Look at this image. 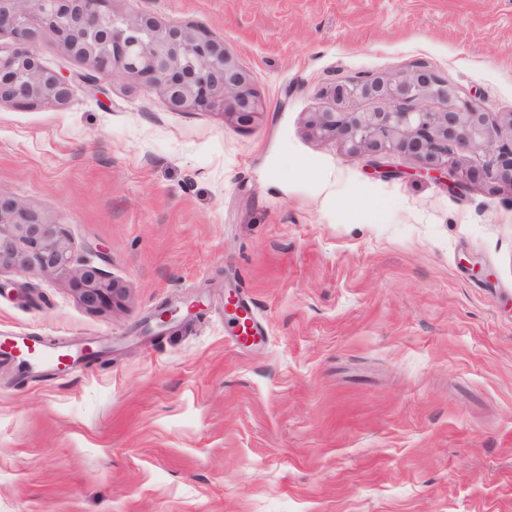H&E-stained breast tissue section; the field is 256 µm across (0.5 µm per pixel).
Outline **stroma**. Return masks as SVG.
<instances>
[{
  "label": "stroma",
  "mask_w": 512,
  "mask_h": 512,
  "mask_svg": "<svg viewBox=\"0 0 512 512\" xmlns=\"http://www.w3.org/2000/svg\"><path fill=\"white\" fill-rule=\"evenodd\" d=\"M223 36L266 112L130 79L0 105V195L122 283L87 311L0 270V335L101 359L0 369V512H512V188L384 181L306 121L330 82L426 63L512 112V0H115ZM265 326L240 344L225 300ZM199 303L155 337L162 302Z\"/></svg>",
  "instance_id": "1"
}]
</instances>
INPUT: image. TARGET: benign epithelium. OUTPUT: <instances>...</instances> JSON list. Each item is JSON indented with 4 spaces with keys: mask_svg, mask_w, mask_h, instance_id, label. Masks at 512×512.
I'll use <instances>...</instances> for the list:
<instances>
[{
    "mask_svg": "<svg viewBox=\"0 0 512 512\" xmlns=\"http://www.w3.org/2000/svg\"><path fill=\"white\" fill-rule=\"evenodd\" d=\"M86 63L79 82L88 92L105 78H132L163 97L176 112L218 110L238 126L266 111L251 73L224 38L192 23L166 22L112 9V0H0V105L67 106L74 78L43 66L37 47L46 32ZM334 107L309 114L320 139L340 142L346 154L367 158L381 178L400 174L393 160L414 158L421 172L450 194L479 186L512 188V112H489L459 86L424 63L396 75L353 77L323 90ZM377 107L360 111L357 104ZM38 271L61 279L89 311L120 305L124 288L101 268L78 261L63 225L15 200L0 197V269ZM177 310L156 308L162 333L172 332Z\"/></svg>",
    "mask_w": 512,
    "mask_h": 512,
    "instance_id": "1",
    "label": "benign epithelium"
}]
</instances>
